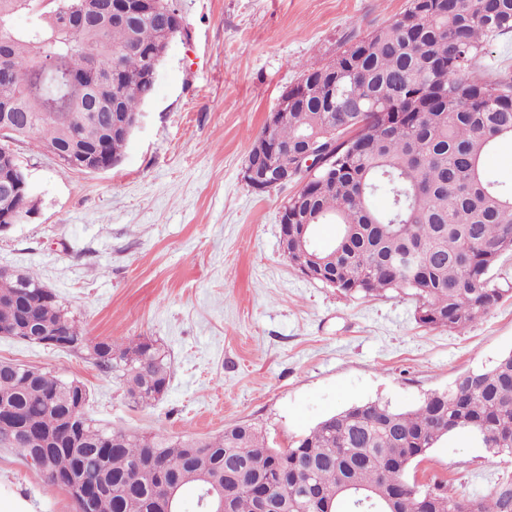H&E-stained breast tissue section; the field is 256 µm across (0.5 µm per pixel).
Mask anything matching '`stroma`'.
<instances>
[{
  "label": "stroma",
  "mask_w": 512,
  "mask_h": 512,
  "mask_svg": "<svg viewBox=\"0 0 512 512\" xmlns=\"http://www.w3.org/2000/svg\"><path fill=\"white\" fill-rule=\"evenodd\" d=\"M185 32L169 45L121 161L62 170L18 143L32 212L0 232V267L32 271L86 336L157 340L172 378L153 406L81 356L0 336V360L83 382L100 424L205 438L246 421L286 448L325 418L371 400L411 409L512 352V259L494 270L506 294L461 332L419 323L415 303L361 298L300 274L280 241L287 190L242 179L268 113L301 78L386 27L408 0H173ZM459 495L512 479L470 433L442 440L408 471ZM0 501L74 512L40 471L0 449Z\"/></svg>",
  "instance_id": "stroma-1"
}]
</instances>
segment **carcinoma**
<instances>
[{
  "instance_id": "obj_1",
  "label": "carcinoma",
  "mask_w": 512,
  "mask_h": 512,
  "mask_svg": "<svg viewBox=\"0 0 512 512\" xmlns=\"http://www.w3.org/2000/svg\"><path fill=\"white\" fill-rule=\"evenodd\" d=\"M0 0V150L27 138L64 152L99 147L118 164L130 136L112 137L116 119L140 113L154 88L148 78L181 23L172 0L133 10L112 0L78 13V0ZM24 11L30 23L12 25ZM512 33V0H409L388 26L355 41L325 64L301 65L304 84L288 110L257 141L278 146L274 162L317 142L328 171L300 190V215L312 237L337 225L323 250L288 239L291 266H320L347 294L411 297L418 321L465 330L503 298L489 273L512 255V187L491 179L486 159L512 141V81L473 76L487 46ZM382 123L349 146L341 135L368 114ZM384 194L385 208L372 201ZM0 320L29 322L15 339L33 344L57 332V347L89 360L124 388L133 407L167 391L171 356L143 338L94 341L38 275L0 271ZM77 379L0 360V448L32 463L46 490L67 488L75 473L107 486L91 503L76 493L75 512H154L152 466L200 493L217 483L231 512H258L259 496L280 486L278 512H453L460 498L440 483L407 478L409 467L454 432L472 433L487 450L512 454V353L455 380L410 410L380 400L321 421L288 453L262 430L238 422L205 438H165L102 426L86 411ZM476 512H512V481L473 498Z\"/></svg>"
}]
</instances>
